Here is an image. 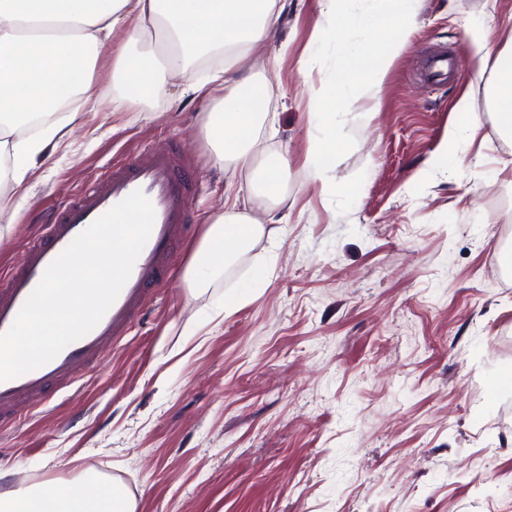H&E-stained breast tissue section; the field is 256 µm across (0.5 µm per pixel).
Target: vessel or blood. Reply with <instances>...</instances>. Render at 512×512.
Returning a JSON list of instances; mask_svg holds the SVG:
<instances>
[{
    "label": "vessel or blood",
    "mask_w": 512,
    "mask_h": 512,
    "mask_svg": "<svg viewBox=\"0 0 512 512\" xmlns=\"http://www.w3.org/2000/svg\"><path fill=\"white\" fill-rule=\"evenodd\" d=\"M152 202L155 221L118 298L99 324L44 366L0 382V426L20 420L30 406L45 401L50 387L65 388L101 358L107 346L132 328L153 288L165 283L188 225L194 177L177 147L147 149L114 165L51 214L42 236L32 239L23 262L0 275V334L6 332L48 265L95 219L133 191Z\"/></svg>",
    "instance_id": "b4317fda"
}]
</instances>
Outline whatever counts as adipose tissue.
I'll use <instances>...</instances> for the list:
<instances>
[{"mask_svg":"<svg viewBox=\"0 0 512 512\" xmlns=\"http://www.w3.org/2000/svg\"><path fill=\"white\" fill-rule=\"evenodd\" d=\"M279 0H0V222L14 223L13 194L23 191L41 157L66 145L88 109L112 98L114 87L159 99L169 76H184L196 60L221 52L208 76L191 84L212 101L203 131L216 164L252 167L262 128L269 124L268 80L238 64L263 54L280 25ZM127 41L160 40L163 69L150 55L113 50L116 34ZM483 27L471 51L490 71L489 96L499 132L512 138V48L492 52ZM115 58V81L96 80L102 61ZM265 234L237 205L211 217L186 277L216 259L231 260ZM0 512H136L122 487L86 471L77 478L0 494Z\"/></svg>","mask_w":512,"mask_h":512,"instance_id":"adipose-tissue-1","label":"adipose tissue"}]
</instances>
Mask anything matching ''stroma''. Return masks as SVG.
Instances as JSON below:
<instances>
[{"instance_id": "1", "label": "stroma", "mask_w": 512, "mask_h": 512, "mask_svg": "<svg viewBox=\"0 0 512 512\" xmlns=\"http://www.w3.org/2000/svg\"><path fill=\"white\" fill-rule=\"evenodd\" d=\"M282 2L265 56L241 62L271 84L262 139L287 160L279 198L215 164L209 104L185 77L167 99L86 113L71 150L15 196L0 273L49 209L140 149L178 146L196 175L171 279L81 380L0 430V490L92 469L129 487L137 512H512V385L496 384L512 370V287L489 273L512 242V140L491 74L468 62L474 23L493 51L512 40V0H420L409 47L347 117L355 148L323 181L306 164L319 73L299 69L322 2ZM432 51L455 65L440 85L422 75ZM235 196L270 236L190 290L207 220Z\"/></svg>"}]
</instances>
